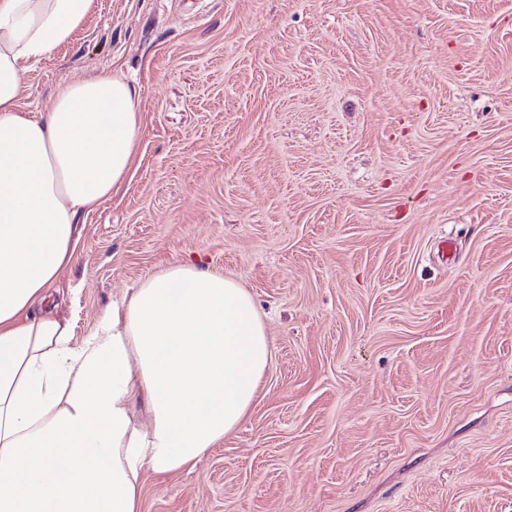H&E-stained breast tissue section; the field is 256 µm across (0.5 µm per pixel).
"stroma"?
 <instances>
[{
    "label": "stroma",
    "instance_id": "1",
    "mask_svg": "<svg viewBox=\"0 0 512 512\" xmlns=\"http://www.w3.org/2000/svg\"><path fill=\"white\" fill-rule=\"evenodd\" d=\"M102 73L142 134L52 291L73 344L193 264L274 354L139 512H512V0H93L22 103Z\"/></svg>",
    "mask_w": 512,
    "mask_h": 512
}]
</instances>
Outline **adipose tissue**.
Listing matches in <instances>:
<instances>
[{
    "mask_svg": "<svg viewBox=\"0 0 512 512\" xmlns=\"http://www.w3.org/2000/svg\"><path fill=\"white\" fill-rule=\"evenodd\" d=\"M92 2L0 0V512H139L142 472L190 466L233 432L273 361L248 291L193 266L132 288L79 347L47 307L142 131L136 87L112 74L62 84L39 116L21 107L29 61Z\"/></svg>",
    "mask_w": 512,
    "mask_h": 512,
    "instance_id": "obj_1",
    "label": "adipose tissue"
}]
</instances>
